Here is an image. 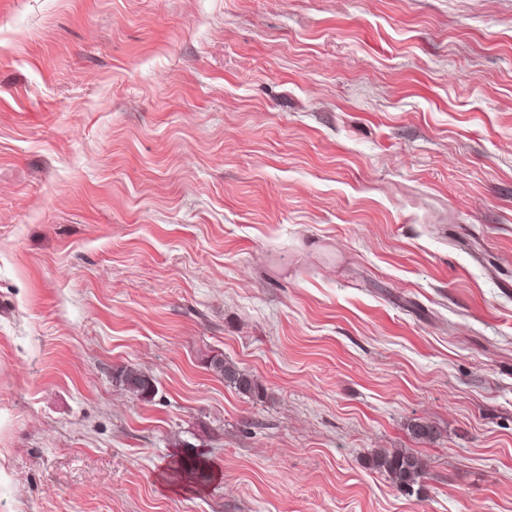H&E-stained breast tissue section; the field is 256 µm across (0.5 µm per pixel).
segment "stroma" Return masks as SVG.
Wrapping results in <instances>:
<instances>
[{"mask_svg": "<svg viewBox=\"0 0 512 512\" xmlns=\"http://www.w3.org/2000/svg\"><path fill=\"white\" fill-rule=\"evenodd\" d=\"M0 512H512V0H0ZM209 368L224 380V383L241 394L252 395L259 393V385L250 375L240 370L236 365L224 361L222 354H216L207 359ZM116 382L132 395L149 400L155 394V381L134 367H120L115 372ZM374 466L384 472L396 487L407 491L425 474L420 459L402 450L377 454L374 457Z\"/></svg>", "mask_w": 512, "mask_h": 512, "instance_id": "obj_1", "label": "stroma"}]
</instances>
